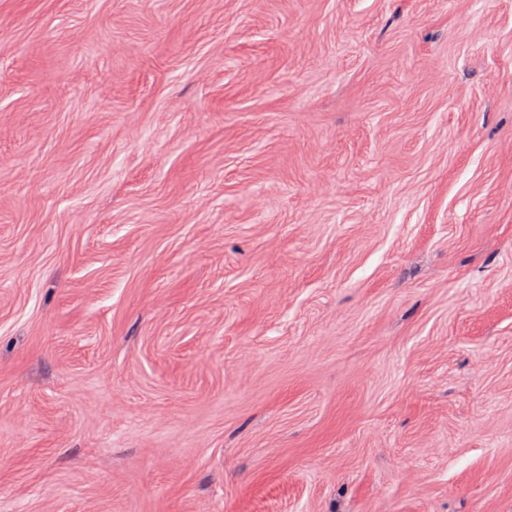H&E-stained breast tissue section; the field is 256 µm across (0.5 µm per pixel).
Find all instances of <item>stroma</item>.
Segmentation results:
<instances>
[{
  "mask_svg": "<svg viewBox=\"0 0 512 512\" xmlns=\"http://www.w3.org/2000/svg\"><path fill=\"white\" fill-rule=\"evenodd\" d=\"M0 512H512V0H0Z\"/></svg>",
  "mask_w": 512,
  "mask_h": 512,
  "instance_id": "35a3bbf8",
  "label": "stroma"
}]
</instances>
